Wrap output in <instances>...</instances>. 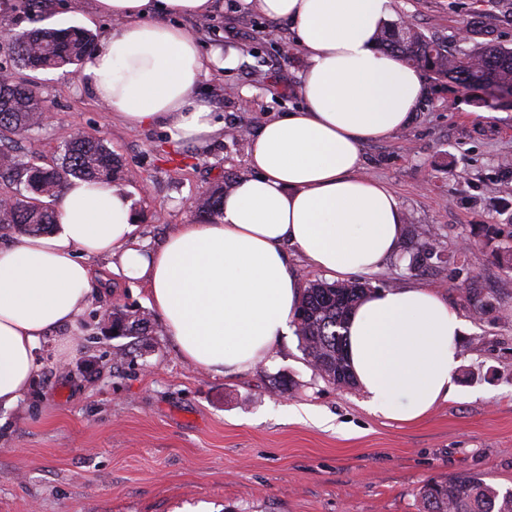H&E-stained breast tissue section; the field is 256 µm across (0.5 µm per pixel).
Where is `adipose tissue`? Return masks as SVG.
I'll return each instance as SVG.
<instances>
[{
	"label": "adipose tissue",
	"instance_id": "ef3b65f1",
	"mask_svg": "<svg viewBox=\"0 0 512 512\" xmlns=\"http://www.w3.org/2000/svg\"><path fill=\"white\" fill-rule=\"evenodd\" d=\"M244 2L291 23L305 60L301 109L268 120L251 140L249 172L225 193L214 221L172 225L158 246L138 242L123 189L78 179L57 197L50 233L0 239V407L29 392L47 336L59 353L76 348L73 331L91 303V258H118L122 275L146 286L184 360L221 374L264 361L289 330L302 296L289 248L342 281L377 273L396 252L399 201L363 173L361 148L407 127L425 87L420 71L375 37L390 0ZM92 7L117 23L83 67L106 109L182 142L223 136L197 89L212 68H236L239 54L203 55L181 24L224 10L223 0H92ZM461 329L435 289L368 293L346 334L370 410L411 423L451 400Z\"/></svg>",
	"mask_w": 512,
	"mask_h": 512
}]
</instances>
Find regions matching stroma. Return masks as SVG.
<instances>
[{
    "instance_id": "35a3bbf8",
    "label": "stroma",
    "mask_w": 512,
    "mask_h": 512,
    "mask_svg": "<svg viewBox=\"0 0 512 512\" xmlns=\"http://www.w3.org/2000/svg\"><path fill=\"white\" fill-rule=\"evenodd\" d=\"M390 7L440 37L480 16L512 48V13L498 0ZM34 15L41 26H79L97 38L115 27L74 0H0V32L31 28ZM183 25L204 52L240 53L235 69L214 70L201 85L225 127L253 136L300 106L303 60L288 21L228 8ZM1 67L35 85L50 118L0 146L16 162L53 165L75 134L103 138L122 162L146 246L197 221L195 196L248 171L247 141L178 146L167 130L125 126L83 74L20 68L5 45ZM427 88L405 129L362 147L365 173L395 191L404 223L397 255L367 281L438 289L462 319L454 399L410 424L373 414L359 389L314 373L294 332L248 370L193 367L145 285L96 259L108 290L76 330V351L61 360L53 341L41 343L29 393L0 409V512H418L427 480L459 474L512 491V108L480 88L432 80ZM430 227L437 252L417 259V234ZM116 309L144 318L145 334L102 335ZM280 378L293 389L275 387Z\"/></svg>"
}]
</instances>
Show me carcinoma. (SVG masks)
<instances>
[{"label":"carcinoma","instance_id":"obj_1","mask_svg":"<svg viewBox=\"0 0 512 512\" xmlns=\"http://www.w3.org/2000/svg\"><path fill=\"white\" fill-rule=\"evenodd\" d=\"M379 43L408 65L428 71L435 80L449 79L460 87L512 83V49L491 41L478 42L455 53L437 39L424 36L403 21L388 23L377 34ZM94 38L79 28L35 27L13 36L11 49L19 66L44 70L77 66L93 47ZM46 107L36 87L0 84V133L23 136L44 124ZM120 163L104 139L79 133L66 144L60 165L43 167L25 163L19 167L23 189L9 203L0 205V229L19 234L48 232L56 225L55 212L44 199L58 196L72 179L112 183ZM224 186L194 202L198 216L217 215L224 204ZM370 292L361 281L317 282L303 290L296 315L303 351L319 377L343 386H356L346 354V325ZM112 329L122 336L140 335L143 320L122 311L112 312ZM419 512H512V492L471 475L428 480L418 491Z\"/></svg>","mask_w":512,"mask_h":512}]
</instances>
